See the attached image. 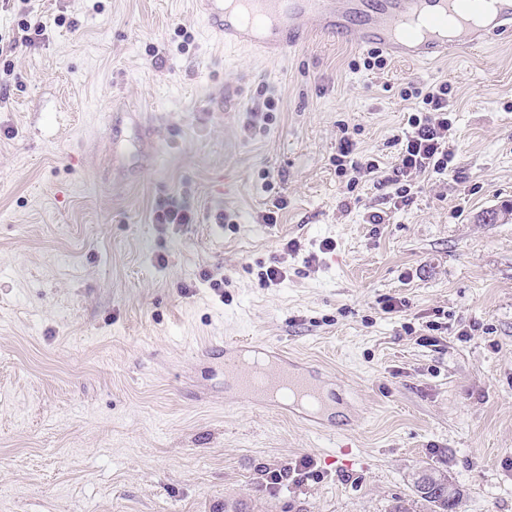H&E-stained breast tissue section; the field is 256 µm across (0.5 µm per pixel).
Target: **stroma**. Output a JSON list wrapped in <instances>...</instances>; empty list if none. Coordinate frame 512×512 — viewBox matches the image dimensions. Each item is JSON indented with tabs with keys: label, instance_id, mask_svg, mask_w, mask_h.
Listing matches in <instances>:
<instances>
[{
	"label": "stroma",
	"instance_id": "obj_1",
	"mask_svg": "<svg viewBox=\"0 0 512 512\" xmlns=\"http://www.w3.org/2000/svg\"><path fill=\"white\" fill-rule=\"evenodd\" d=\"M194 2L0 0V32L45 27L0 63V512H390L427 468L512 512V40L268 61ZM437 82L450 174L348 188L342 135L391 163L401 90ZM171 202L197 222L153 223ZM228 343L318 370L328 432L241 394Z\"/></svg>",
	"mask_w": 512,
	"mask_h": 512
}]
</instances>
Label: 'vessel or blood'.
Listing matches in <instances>:
<instances>
[{
  "label": "vessel or blood",
  "instance_id": "obj_1",
  "mask_svg": "<svg viewBox=\"0 0 512 512\" xmlns=\"http://www.w3.org/2000/svg\"><path fill=\"white\" fill-rule=\"evenodd\" d=\"M205 27L228 48L276 59L330 36L356 49L375 48L395 60L428 64L481 51L512 37V0H198ZM236 347L226 346L227 370L245 392L271 391L323 407L315 371L276 360L262 373L236 369Z\"/></svg>",
  "mask_w": 512,
  "mask_h": 512
}]
</instances>
